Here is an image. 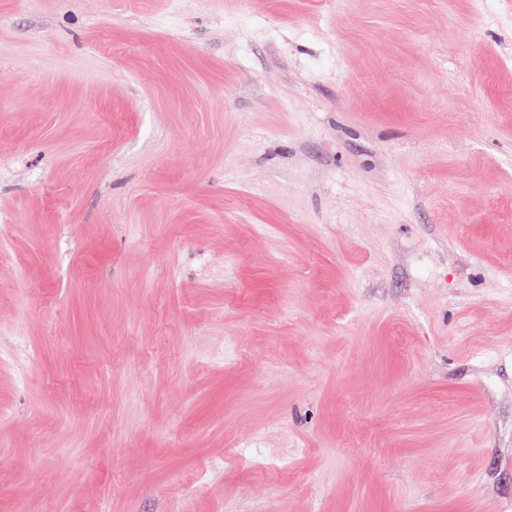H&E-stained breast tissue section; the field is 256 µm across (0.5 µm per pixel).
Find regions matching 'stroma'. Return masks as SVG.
<instances>
[{"label":"stroma","mask_w":512,"mask_h":512,"mask_svg":"<svg viewBox=\"0 0 512 512\" xmlns=\"http://www.w3.org/2000/svg\"><path fill=\"white\" fill-rule=\"evenodd\" d=\"M0 512H512V0H0Z\"/></svg>","instance_id":"obj_1"}]
</instances>
